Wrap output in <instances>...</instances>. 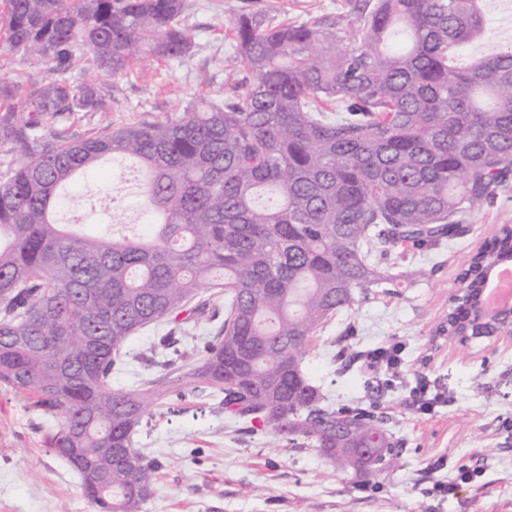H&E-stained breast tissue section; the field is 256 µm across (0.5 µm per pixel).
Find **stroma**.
Listing matches in <instances>:
<instances>
[{
  "instance_id": "35a3bbf8",
  "label": "stroma",
  "mask_w": 512,
  "mask_h": 512,
  "mask_svg": "<svg viewBox=\"0 0 512 512\" xmlns=\"http://www.w3.org/2000/svg\"><path fill=\"white\" fill-rule=\"evenodd\" d=\"M193 36L181 60L145 57L124 74L103 75L105 106L69 112L47 128L50 137L77 140L122 124L162 121L191 100H223L243 73L232 62L229 22L242 0H186ZM279 22H348L350 0H252ZM143 176L128 159L102 161L65 192L59 223L98 228L94 200L115 190L125 195L126 220L115 236L147 233L139 206ZM467 234L421 249L390 252L388 263L410 280L401 296H369L333 316L311 345L304 367L331 402L354 407L377 401L400 444L401 466L367 476L335 469L315 448H292L269 433L246 432L204 391L192 401L172 400L136 437L137 448L162 464L145 512H512V344L475 343L460 351L434 331L448 311L455 279L492 229L512 224V187L463 214ZM173 327L163 320L127 340L123 367L112 386L138 389L152 370L149 356ZM397 340L403 373L386 381L363 360L341 367L338 344L364 352ZM482 376L484 388L473 385ZM427 379L447 399L420 412L412 390ZM58 419L34 412L0 384V512H92L79 475L50 445ZM484 474L460 482L462 470ZM457 483L454 494H433L434 481Z\"/></svg>"
}]
</instances>
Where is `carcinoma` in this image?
Returning <instances> with one entry per match:
<instances>
[{"label":"carcinoma","instance_id":"cac0c4a2","mask_svg":"<svg viewBox=\"0 0 512 512\" xmlns=\"http://www.w3.org/2000/svg\"><path fill=\"white\" fill-rule=\"evenodd\" d=\"M485 0H360L355 21L273 23L242 5L231 21L242 90L197 100L165 121L79 140L45 130L65 112L103 105L71 69L119 75L191 48L185 0H5L9 50L41 69L0 79V383L59 417L55 452L82 449L94 512H143L160 463L133 436L165 406L168 376L112 388L122 347L165 317L201 324L224 297V324L183 360L182 400L200 385L224 412L342 470L400 467L375 407L336 408L303 362L320 326L404 280L381 270L383 247L462 237L459 215L512 181V42L467 66L451 55L481 42ZM110 156L147 175L146 238L81 235L55 222L60 190ZM512 227L494 228L460 274L438 331L465 335L469 302ZM248 359L240 373L232 359ZM130 448L135 466L113 460Z\"/></svg>","mask_w":512,"mask_h":512}]
</instances>
